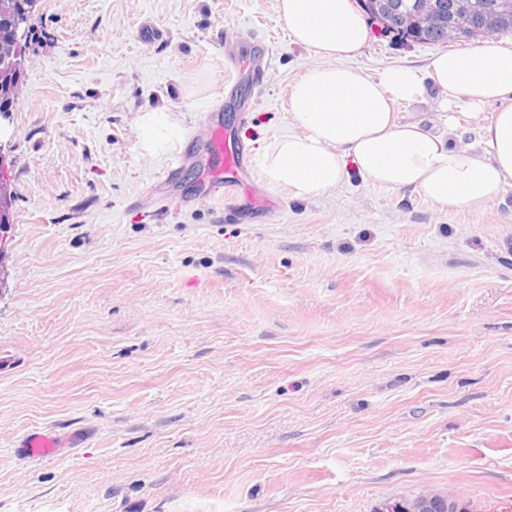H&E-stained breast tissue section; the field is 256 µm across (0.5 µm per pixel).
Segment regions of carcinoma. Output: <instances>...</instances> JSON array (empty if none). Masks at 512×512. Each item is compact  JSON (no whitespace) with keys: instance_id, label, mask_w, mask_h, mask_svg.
Returning a JSON list of instances; mask_svg holds the SVG:
<instances>
[{"instance_id":"1","label":"carcinoma","mask_w":512,"mask_h":512,"mask_svg":"<svg viewBox=\"0 0 512 512\" xmlns=\"http://www.w3.org/2000/svg\"><path fill=\"white\" fill-rule=\"evenodd\" d=\"M12 0H0V30H8L11 26L24 27L27 18L17 5H10ZM456 7L457 24L453 30L454 39H470L491 34L512 32V0H449ZM362 10L369 19L378 22L387 31L395 34L403 41L426 44H444L448 35L431 27V21L424 24L414 21L415 12L404 14L401 20L391 19L384 14H376L368 0H358ZM22 51V47L11 37H0V61L12 59Z\"/></svg>"}]
</instances>
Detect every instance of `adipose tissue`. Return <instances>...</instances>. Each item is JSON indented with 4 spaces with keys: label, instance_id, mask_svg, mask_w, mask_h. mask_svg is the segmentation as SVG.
Returning a JSON list of instances; mask_svg holds the SVG:
<instances>
[{
    "label": "adipose tissue",
    "instance_id": "adipose-tissue-1",
    "mask_svg": "<svg viewBox=\"0 0 512 512\" xmlns=\"http://www.w3.org/2000/svg\"><path fill=\"white\" fill-rule=\"evenodd\" d=\"M290 38L323 58L292 87L289 111L301 134L272 139L259 163L270 186L316 198L343 178L346 159L374 185L422 194L443 209H472L497 198L512 180V47L493 40L434 57L428 72L449 100L473 109L501 102L482 127L479 148H460L423 122H398L394 101L422 92L414 70L379 79L345 66L367 37L353 0H277Z\"/></svg>",
    "mask_w": 512,
    "mask_h": 512
}]
</instances>
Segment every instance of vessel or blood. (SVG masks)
<instances>
[{
	"mask_svg": "<svg viewBox=\"0 0 512 512\" xmlns=\"http://www.w3.org/2000/svg\"><path fill=\"white\" fill-rule=\"evenodd\" d=\"M193 151L204 183L223 182L230 187L236 186L243 166L231 146V133L221 120L207 119L206 130ZM21 445L30 455L40 459L55 457L58 448L55 436L42 432L26 435Z\"/></svg>",
	"mask_w": 512,
	"mask_h": 512,
	"instance_id": "vessel-or-blood-1",
	"label": "vessel or blood"
}]
</instances>
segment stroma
I'll return each mask as SVG.
<instances>
[{
	"label": "stroma",
	"mask_w": 512,
	"mask_h": 512,
	"mask_svg": "<svg viewBox=\"0 0 512 512\" xmlns=\"http://www.w3.org/2000/svg\"><path fill=\"white\" fill-rule=\"evenodd\" d=\"M28 27L1 174L0 512H375L423 491L512 512V185L465 210L354 169L316 199L269 186L258 158L321 63L277 0H38ZM228 36L268 49L263 83L225 71ZM468 45L371 21L350 64L416 70L396 117L467 147L501 105H447L427 65ZM156 111L174 149L144 146ZM210 116L275 208L200 196L194 166L160 183ZM45 431L81 443L30 457Z\"/></svg>",
	"instance_id": "1"
}]
</instances>
